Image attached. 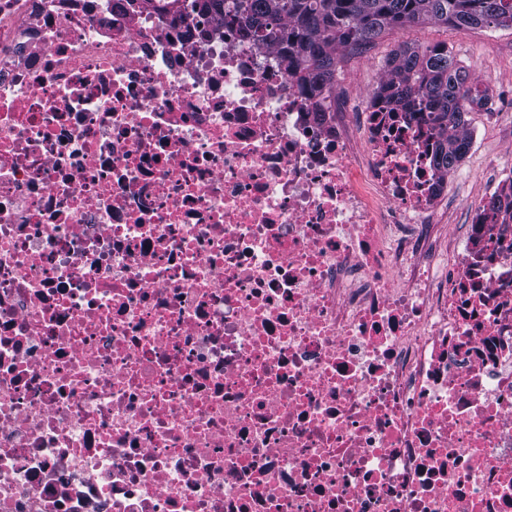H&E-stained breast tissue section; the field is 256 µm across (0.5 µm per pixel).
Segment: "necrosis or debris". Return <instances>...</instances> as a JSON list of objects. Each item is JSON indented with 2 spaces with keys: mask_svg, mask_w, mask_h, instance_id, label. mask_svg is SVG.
Returning a JSON list of instances; mask_svg holds the SVG:
<instances>
[{
  "mask_svg": "<svg viewBox=\"0 0 512 512\" xmlns=\"http://www.w3.org/2000/svg\"><path fill=\"white\" fill-rule=\"evenodd\" d=\"M191 0H0V512H512V166Z\"/></svg>",
  "mask_w": 512,
  "mask_h": 512,
  "instance_id": "1",
  "label": "necrosis or debris"
}]
</instances>
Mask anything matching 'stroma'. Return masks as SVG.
Wrapping results in <instances>:
<instances>
[{
    "label": "stroma",
    "instance_id": "35a3bbf8",
    "mask_svg": "<svg viewBox=\"0 0 512 512\" xmlns=\"http://www.w3.org/2000/svg\"><path fill=\"white\" fill-rule=\"evenodd\" d=\"M444 43L455 63L487 91L489 108L467 115V127L484 137L497 162L512 161V29L495 26L453 27L425 21L382 33L372 45L363 48L362 65L337 73L340 83L354 85L367 93L379 89L388 72V62L396 50L409 44L426 46ZM483 158L471 152L450 172L448 205L451 231L466 223L465 209L458 206L461 196H478L486 178Z\"/></svg>",
    "mask_w": 512,
    "mask_h": 512
}]
</instances>
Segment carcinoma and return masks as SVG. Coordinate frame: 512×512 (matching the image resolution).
Instances as JSON below:
<instances>
[{
	"instance_id": "1",
	"label": "carcinoma",
	"mask_w": 512,
	"mask_h": 512,
	"mask_svg": "<svg viewBox=\"0 0 512 512\" xmlns=\"http://www.w3.org/2000/svg\"><path fill=\"white\" fill-rule=\"evenodd\" d=\"M200 11L220 13L258 43H276L288 66L316 92L336 85V46L362 49L384 31L426 20L445 25L512 28V0H197ZM382 89L400 102L422 101L440 129L436 165L454 170L470 149L463 135L467 103L480 85L448 54V45L405 46L389 61Z\"/></svg>"
}]
</instances>
